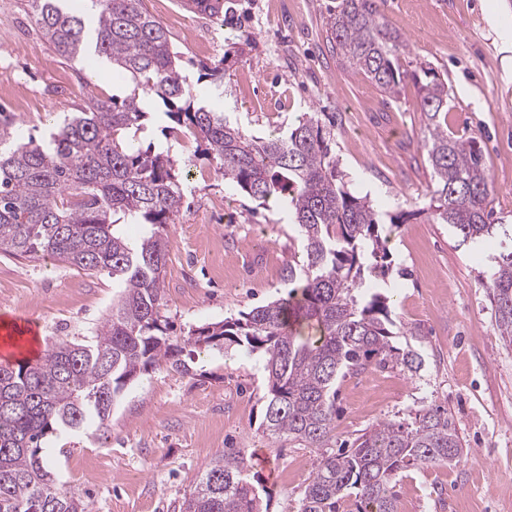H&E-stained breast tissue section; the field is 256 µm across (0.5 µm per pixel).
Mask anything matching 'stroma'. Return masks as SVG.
Wrapping results in <instances>:
<instances>
[{"label":"stroma","mask_w":512,"mask_h":512,"mask_svg":"<svg viewBox=\"0 0 512 512\" xmlns=\"http://www.w3.org/2000/svg\"><path fill=\"white\" fill-rule=\"evenodd\" d=\"M231 2L217 19L187 14L175 0L142 6L167 29L191 78L223 63L221 109L231 122L257 136L291 128L305 112L333 123L331 148L350 190L400 222L389 244L388 287L402 324L398 341L419 348L425 365L417 376L371 367L341 379L337 443L420 406H447L470 453L458 464L409 471L400 503L411 512H512V349L496 331L482 285L502 239L490 238L477 254L450 225L432 223L426 119L413 79L425 66L445 78L448 128L477 137L494 187L493 219L512 225V63L501 52L512 34V0H383L385 21L409 44L402 63L410 77L393 99L333 51V0ZM132 86L58 56L29 0H0V105L30 97V109L17 115L24 128L45 131L90 95L123 96ZM167 124L157 115L145 138L183 171L182 206L168 227L163 308L182 337L283 296L284 270L300 243L285 209L236 191L192 134L166 135ZM118 295L107 273L48 256L0 255V315L38 323L40 347L90 336ZM185 362L183 372L153 368L136 377L106 431L51 438L65 481L90 512H174L215 456L243 448L267 512H299L320 454L264 436L259 356L198 349Z\"/></svg>","instance_id":"stroma-1"}]
</instances>
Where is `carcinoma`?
I'll use <instances>...</instances> for the list:
<instances>
[{
	"label": "carcinoma",
	"instance_id": "carcinoma-1",
	"mask_svg": "<svg viewBox=\"0 0 512 512\" xmlns=\"http://www.w3.org/2000/svg\"><path fill=\"white\" fill-rule=\"evenodd\" d=\"M42 37L62 58L135 80L123 99H88L80 111L39 139L16 115L0 110V254L45 255L92 272L121 288L88 340L59 337L35 360L0 363V512H89L57 479L45 447L51 435L108 427L112 407L140 373L185 367L178 337L168 334L163 273L167 228L182 203L174 161L141 135L153 112L188 127L216 161L224 181L264 204L281 202L294 217L302 259L289 262L286 296L235 318L190 331L200 349L236 346L263 354L267 381L264 432L274 440L327 449L336 441V381L368 366L416 373L422 355L400 347L392 317L386 226L380 207L353 194L331 132L315 112L285 136H255L205 103L220 89L224 67L208 68L212 86L183 73L163 25L142 0H31ZM330 38L349 67L393 97L410 77L401 62L407 43L389 28L379 0H336ZM419 107L435 181L429 209L481 250L492 237L493 187L479 142L448 130V83L423 70ZM149 232L131 242L121 226ZM483 287L495 306L499 336L512 347V250ZM448 408L432 403L410 420H386L351 446L324 452L305 486L299 512H398L405 472L462 461ZM261 489L250 479L245 451L216 457L193 480L178 512H261Z\"/></svg>",
	"mask_w": 512,
	"mask_h": 512
}]
</instances>
